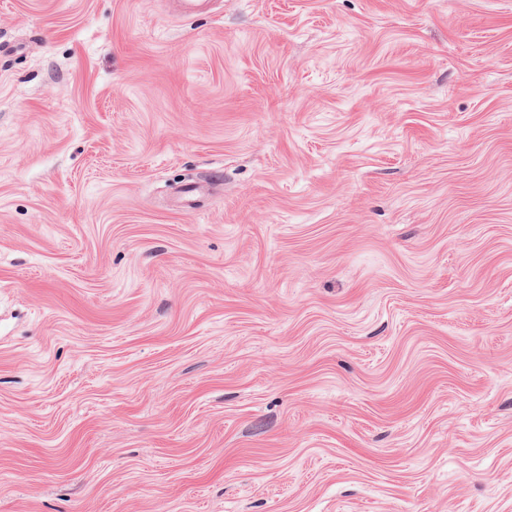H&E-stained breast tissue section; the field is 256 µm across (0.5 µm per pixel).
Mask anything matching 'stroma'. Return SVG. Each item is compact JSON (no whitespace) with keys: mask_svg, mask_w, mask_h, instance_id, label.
Returning a JSON list of instances; mask_svg holds the SVG:
<instances>
[{"mask_svg":"<svg viewBox=\"0 0 512 512\" xmlns=\"http://www.w3.org/2000/svg\"><path fill=\"white\" fill-rule=\"evenodd\" d=\"M0 512H512V0H0Z\"/></svg>","mask_w":512,"mask_h":512,"instance_id":"stroma-1","label":"stroma"}]
</instances>
